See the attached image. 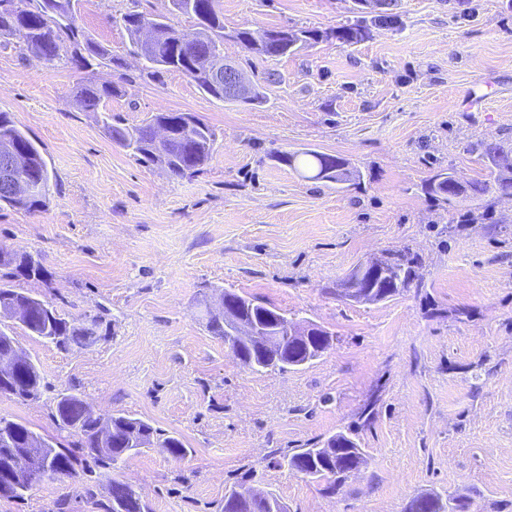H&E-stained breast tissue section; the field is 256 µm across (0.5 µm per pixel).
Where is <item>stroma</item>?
Segmentation results:
<instances>
[{
  "mask_svg": "<svg viewBox=\"0 0 512 512\" xmlns=\"http://www.w3.org/2000/svg\"><path fill=\"white\" fill-rule=\"evenodd\" d=\"M169 0H78L76 24L111 64L44 63L21 38L0 48V112L48 163V206L0 209V248L41 257L45 279H15L65 314L97 318L101 340L62 351L15 328L17 348L48 387L0 416L70 448L56 398L125 413L179 436L119 462L111 476L152 512H221L243 484L288 512H405L424 493L469 491L477 512H512V196L434 199L438 173L487 180L471 146L512 145V0H395L398 27L360 0H218L224 54L262 104L225 103L186 75L142 72L121 13L166 12ZM365 22L361 39L332 29ZM316 28L325 39L282 58L236 43L235 30ZM118 92L88 112L86 79ZM199 115L217 133L208 164L186 178L142 164L112 142L104 117L142 124ZM314 149L344 159L359 182L335 185L273 161ZM406 251L413 281L378 303L336 290L371 257ZM228 289L321 326L330 348L284 372L243 366L205 329L204 298ZM367 458L336 494L288 466L339 432ZM106 482H43L0 512H99Z\"/></svg>",
  "mask_w": 512,
  "mask_h": 512,
  "instance_id": "stroma-1",
  "label": "stroma"
}]
</instances>
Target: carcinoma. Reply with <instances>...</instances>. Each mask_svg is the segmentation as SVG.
I'll return each instance as SVG.
<instances>
[{
  "instance_id": "carcinoma-1",
  "label": "carcinoma",
  "mask_w": 512,
  "mask_h": 512,
  "mask_svg": "<svg viewBox=\"0 0 512 512\" xmlns=\"http://www.w3.org/2000/svg\"><path fill=\"white\" fill-rule=\"evenodd\" d=\"M6 2V6H0V45L9 42L15 32L23 30L26 32L25 49L48 64L61 59L64 52L71 54V60L84 69L112 61L104 47L85 37L75 25L76 0ZM175 2L179 5V13L195 18L196 31L181 32L164 21L158 26L155 41L147 45L140 42L138 32L149 15L128 12L120 16V23L127 31L136 54L144 58L143 72L154 78L164 71H179L195 82L201 91L222 100L224 89L212 85L204 73L195 67L196 60L206 51L203 40L224 44V17L217 11L218 0ZM286 33L298 34L308 43L322 38L320 31L315 29H266L260 32L241 28L235 31L233 39L243 46L262 34L277 39ZM116 92L117 88L110 84L99 86L89 81L76 87V98L84 109L94 111L103 100L111 98ZM165 125L169 126L171 136L160 149L154 145L152 134L155 128ZM104 126L112 141L125 149H132L136 160L160 164L176 177L200 171L211 159L216 141L214 129L191 113H157L148 123L133 128L109 121L104 122ZM1 141L25 150L31 174L49 181L48 165L40 148L4 113H0ZM303 156L307 166L321 175L322 180L336 184L348 181L345 163L340 158L316 150L305 151ZM450 181L452 175L449 173L437 175L428 184V193L450 204L463 196L474 202L492 193L512 196V171H500L490 181L473 182L466 187L451 186ZM383 263L390 285L386 294L392 297L413 280L416 260L408 253H389L383 257ZM19 277L42 279L45 277L44 266L27 252L0 248V319L7 318L12 307L24 305L29 310V318L23 328L31 336L40 339L48 336L51 343L64 351L89 347L97 341V319L78 322L66 318L52 304L13 288L12 280ZM265 315L275 321L288 322V316L281 310L252 299H243L241 319L259 323ZM17 367L19 374L16 381L0 386V396L18 401L38 398L46 383L37 364L27 358L21 360ZM109 420L110 432L103 440L100 438V413L78 394L59 395L56 421L60 429H72L79 437L77 449L74 450L53 445L22 422L0 417V499H24L25 493L33 488L28 476L35 470L45 474L46 480L52 482L63 478L90 480L95 468L109 469L125 457L141 452V449L130 446L131 439L137 437L144 444L164 449L176 459L185 457L189 452L179 438L141 418L113 414ZM335 437L339 446L319 451V456L313 460L307 448L289 459L292 469L315 481L325 482V491L329 494L335 493L336 487L345 482L350 473L366 464L363 449L351 434L339 432ZM80 450L89 454L95 467L91 468L87 466V461L79 460L77 452ZM109 494V503L103 505L104 512H117L116 505L122 502L127 505L126 512H137L139 501L145 512H150L141 493L127 483L112 481ZM473 505V498L464 490H458L446 498L437 493H427L414 498L406 512H473Z\"/></svg>"
}]
</instances>
